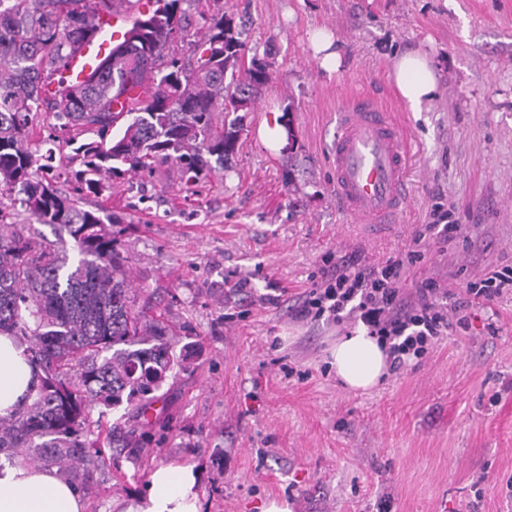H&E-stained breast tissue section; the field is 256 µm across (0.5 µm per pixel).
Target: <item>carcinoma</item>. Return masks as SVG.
Listing matches in <instances>:
<instances>
[{
	"label": "carcinoma",
	"mask_w": 512,
	"mask_h": 512,
	"mask_svg": "<svg viewBox=\"0 0 512 512\" xmlns=\"http://www.w3.org/2000/svg\"><path fill=\"white\" fill-rule=\"evenodd\" d=\"M127 39L79 83L61 70L74 47L95 32L88 0H0V196L32 223L59 231L35 244L0 213V335L16 337L37 382L26 401L0 416V456L55 467L65 480L92 489L97 449L141 448L152 440L147 412L182 359L163 321L135 308L112 239V216L79 205L61 191L97 194L114 177L156 163L197 182L236 154L250 110L272 63L246 58L241 33L225 16L200 15L190 41L194 63L169 54L190 37L184 3L157 0ZM247 65V79L236 69ZM122 110L114 111L117 101ZM51 112L49 137L75 148L81 169L39 165L29 130ZM103 407L91 430L89 409ZM126 405L124 416L102 420Z\"/></svg>",
	"instance_id": "cac0c4a2"
}]
</instances>
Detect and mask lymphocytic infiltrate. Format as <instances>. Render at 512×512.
<instances>
[{
	"mask_svg": "<svg viewBox=\"0 0 512 512\" xmlns=\"http://www.w3.org/2000/svg\"><path fill=\"white\" fill-rule=\"evenodd\" d=\"M427 232H416L406 255L366 266L353 258H341L323 269L294 310L296 318L336 323L353 321L367 328L388 350L390 365L400 369L433 349L452 325L463 326L470 308L490 306L512 291V270L493 272L481 284H469L464 298L447 305L437 280L421 281L414 296H404L400 282L405 269L415 265L428 246Z\"/></svg>",
	"mask_w": 512,
	"mask_h": 512,
	"instance_id": "obj_1",
	"label": "lymphocytic infiltrate"
}]
</instances>
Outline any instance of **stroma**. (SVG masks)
Segmentation results:
<instances>
[{"label": "stroma", "mask_w": 512, "mask_h": 512, "mask_svg": "<svg viewBox=\"0 0 512 512\" xmlns=\"http://www.w3.org/2000/svg\"><path fill=\"white\" fill-rule=\"evenodd\" d=\"M187 13L193 27L231 18L248 52L269 54L270 81L229 169L188 186L157 164L95 199L118 218L136 301L151 298L185 360L164 386L163 438L106 456L86 512H117L171 462L200 469L201 512L271 498L292 512H512V294L368 392L330 362L350 323L293 315L325 255L402 253L438 207L461 230L431 244L405 293L433 277L460 298L512 266V0H196ZM322 30L341 48L332 73L313 52ZM416 50L438 85L418 112L390 77ZM353 95L396 114L408 142L411 201L392 224L353 223L336 195L327 149ZM282 116L296 138L274 147L261 132Z\"/></svg>", "instance_id": "1"}]
</instances>
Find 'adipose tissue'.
I'll use <instances>...</instances> for the list:
<instances>
[{
	"label": "adipose tissue",
	"mask_w": 512,
	"mask_h": 512,
	"mask_svg": "<svg viewBox=\"0 0 512 512\" xmlns=\"http://www.w3.org/2000/svg\"><path fill=\"white\" fill-rule=\"evenodd\" d=\"M393 81L412 111L435 99L437 81L427 56L407 52L393 65ZM336 376L350 390L376 387L388 371V358L376 337L362 326L337 338L331 351ZM24 345L0 336V416L22 404L35 383ZM200 472L192 464H167L152 469L145 490L122 512H201ZM80 490L56 470L18 463L0 469V512H85Z\"/></svg>",
	"instance_id": "1"
}]
</instances>
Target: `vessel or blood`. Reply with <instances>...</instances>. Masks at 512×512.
I'll return each instance as SVG.
<instances>
[{"mask_svg":"<svg viewBox=\"0 0 512 512\" xmlns=\"http://www.w3.org/2000/svg\"><path fill=\"white\" fill-rule=\"evenodd\" d=\"M148 0H114L95 18L97 35L73 55L66 75L81 80L94 64L123 40ZM330 161L343 210L358 224H389L408 202L403 133L389 113L371 99L355 97L337 114Z\"/></svg>","mask_w":512,"mask_h":512,"instance_id":"1","label":"vessel or blood"}]
</instances>
